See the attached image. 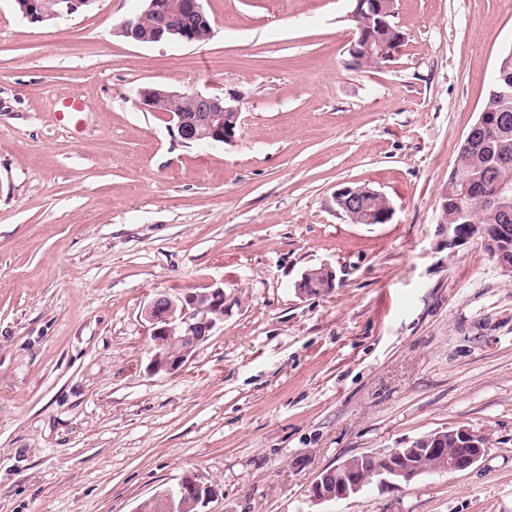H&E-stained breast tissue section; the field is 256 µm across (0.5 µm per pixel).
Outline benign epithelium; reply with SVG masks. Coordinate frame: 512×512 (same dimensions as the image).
<instances>
[{"instance_id":"obj_1","label":"benign epithelium","mask_w":512,"mask_h":512,"mask_svg":"<svg viewBox=\"0 0 512 512\" xmlns=\"http://www.w3.org/2000/svg\"><path fill=\"white\" fill-rule=\"evenodd\" d=\"M64 5L56 12H47L41 0H27L23 15L32 24L46 19H60L82 11L94 0H62ZM143 14L155 18L146 30L141 17L125 20L119 33L128 41L155 44L179 40L195 44L213 34L211 22L203 10L202 0H148ZM391 14L383 0H356L352 17L362 20L359 36L350 41L351 63L355 66L379 64L392 59L403 39L391 42L378 38L372 25H386L383 17ZM141 104L151 112L159 111L164 100L187 98L191 107L169 114L178 136L186 143L210 138L231 142L242 125L239 108L218 96H203L171 92L160 88H145L140 93ZM504 122L499 114L480 113L466 135L462 148L468 150L477 140L496 130ZM449 183L462 185L456 194L443 193L437 224L448 233V245L474 236L482 238L484 247L494 256L503 271L512 274V182L493 179L483 185L475 184L467 175L464 153L457 155ZM337 206L354 224H386L393 215V207L380 192L365 186H346L336 194ZM497 211L504 215V224H481L476 219V207ZM230 304L224 288L212 285L182 296L160 295L142 311L152 328L153 346L149 369L153 373H174L182 367L193 351L210 336L217 323L224 321ZM457 446V453L448 454V444ZM485 453V438L466 426L436 431L419 438L407 448H397L382 456H375L374 468L366 472L358 466L343 463L323 471L312 483L309 502L313 505L344 499L360 492L370 483L381 489H390L408 483L426 472H459L476 464ZM430 458L436 465L429 470L417 466L416 459ZM212 497V490L191 475L183 476L176 485L167 487L146 502L153 503L160 512H170L174 500L188 499L196 508L203 507Z\"/></svg>"}]
</instances>
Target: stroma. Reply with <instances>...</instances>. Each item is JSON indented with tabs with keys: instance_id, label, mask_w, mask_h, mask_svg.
I'll return each instance as SVG.
<instances>
[{
	"instance_id": "obj_1",
	"label": "stroma",
	"mask_w": 512,
	"mask_h": 512,
	"mask_svg": "<svg viewBox=\"0 0 512 512\" xmlns=\"http://www.w3.org/2000/svg\"><path fill=\"white\" fill-rule=\"evenodd\" d=\"M202 5L208 42L143 45L118 29L147 0H0V512H134L186 475L206 512H310L322 471L458 426L488 438L470 469L320 512H512V276L437 224L512 0H396L404 42L363 67L354 0ZM157 86L234 99L235 140L183 143ZM352 184L389 223L350 222ZM209 285L229 315L150 372L143 308ZM26 5L23 8V15L32 24L42 23L46 19H60L71 16L77 12L82 11L90 6L94 0H59L64 2V5L56 12H46L57 10L59 3L57 0H26ZM337 206L353 218L354 224H386L393 215V207L380 192L368 186H346L336 194ZM377 202H382L378 206Z\"/></svg>"
}]
</instances>
